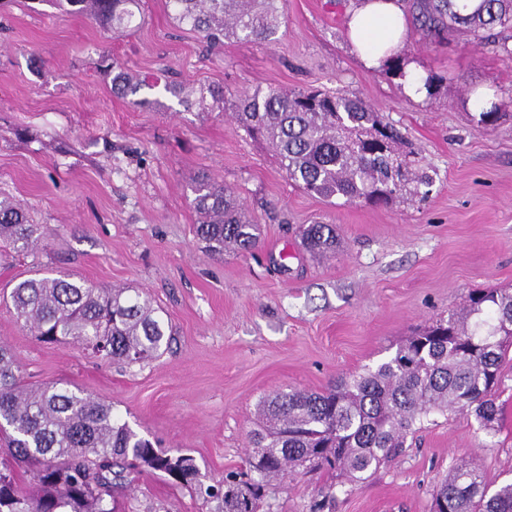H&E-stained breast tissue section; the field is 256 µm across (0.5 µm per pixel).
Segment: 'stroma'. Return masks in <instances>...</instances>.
<instances>
[{
    "label": "stroma",
    "instance_id": "1",
    "mask_svg": "<svg viewBox=\"0 0 512 512\" xmlns=\"http://www.w3.org/2000/svg\"><path fill=\"white\" fill-rule=\"evenodd\" d=\"M351 0H283L277 42L210 47L177 26L165 0H140L134 31L116 36L44 0H0V192L47 231L32 251L0 250V293L40 273L99 288L148 292L173 328L158 359L128 365L73 343L46 345L0 302V344L32 383L65 382L108 401L146 438L191 454L207 477L238 469L261 401L320 391L387 360L416 328L447 316L471 291L512 288V113L477 128L472 89L512 96V58L456 41L403 48L437 82L404 96L391 75L351 49ZM155 82L141 109L112 94L104 58ZM319 88L356 96L397 125L433 177L426 200L384 207L328 204L288 183L265 144L231 111L185 105L165 91ZM234 187L261 228L248 253H210L194 233L190 182ZM336 227L331 258L303 252L299 230ZM497 431L472 416L425 423L368 480L338 487L311 472L271 480L273 512H432L433 489L463 457L489 480L512 479V379ZM213 503L141 475L127 512H213Z\"/></svg>",
    "mask_w": 512,
    "mask_h": 512
}]
</instances>
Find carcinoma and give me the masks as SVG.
Segmentation results:
<instances>
[{
    "instance_id": "cac0c4a2",
    "label": "carcinoma",
    "mask_w": 512,
    "mask_h": 512,
    "mask_svg": "<svg viewBox=\"0 0 512 512\" xmlns=\"http://www.w3.org/2000/svg\"><path fill=\"white\" fill-rule=\"evenodd\" d=\"M121 35L131 28L139 0H45ZM282 0H168L179 24H188L213 46L277 40ZM415 30L425 40L463 34L467 44L491 46L512 57V0H480L467 10L457 0H409ZM112 94L132 104L154 89L116 62ZM226 103L222 86L200 90L199 103ZM512 98L496 100L477 115L494 126ZM234 124L263 140L292 184L329 203L388 204L403 195L424 197L426 172L402 160V137L360 98L317 89L243 91ZM196 235L214 254L229 247L250 251L259 225L235 191L207 174L194 178ZM45 236L14 199L0 197V243L31 251ZM305 250L336 251L331 224L302 231ZM15 321L45 344L72 342L89 354L128 364L159 358L171 329L152 297L136 288H96L68 275L35 276L10 292ZM512 290L483 288L462 308L414 333L393 356L321 392L291 389L263 400L259 429L247 457L254 476L201 480L193 456L154 445L118 418L112 405L63 382L28 385L0 346V512H119L118 496L143 473L168 477L217 501L214 512L263 509L265 483L294 473L324 470L351 484L371 477L403 452L407 438L435 415H472L492 432L497 400L505 389L504 363L512 362ZM28 473L22 481L19 470ZM433 512H512V483L491 489L475 463L463 459L437 485Z\"/></svg>"
}]
</instances>
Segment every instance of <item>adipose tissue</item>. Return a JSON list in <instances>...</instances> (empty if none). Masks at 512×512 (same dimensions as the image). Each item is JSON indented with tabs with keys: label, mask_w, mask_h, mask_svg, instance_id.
<instances>
[{
	"label": "adipose tissue",
	"mask_w": 512,
	"mask_h": 512,
	"mask_svg": "<svg viewBox=\"0 0 512 512\" xmlns=\"http://www.w3.org/2000/svg\"><path fill=\"white\" fill-rule=\"evenodd\" d=\"M347 30L362 65L381 68L403 43L405 14L400 0H354L347 12Z\"/></svg>",
	"instance_id": "obj_1"
}]
</instances>
